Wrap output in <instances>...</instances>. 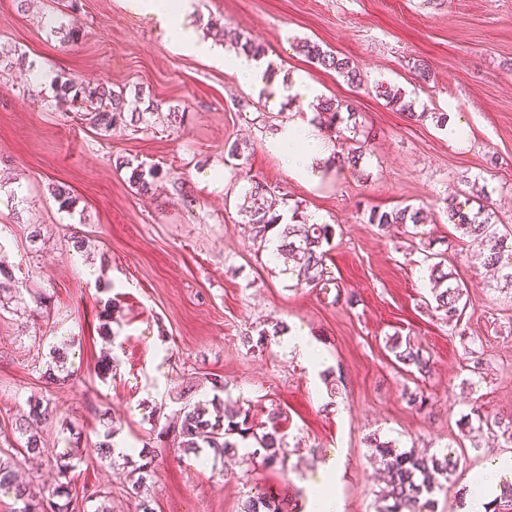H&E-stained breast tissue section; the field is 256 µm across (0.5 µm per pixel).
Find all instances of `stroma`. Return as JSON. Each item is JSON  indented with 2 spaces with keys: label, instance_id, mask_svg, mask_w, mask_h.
I'll list each match as a JSON object with an SVG mask.
<instances>
[{
  "label": "stroma",
  "instance_id": "35a3bbf8",
  "mask_svg": "<svg viewBox=\"0 0 512 512\" xmlns=\"http://www.w3.org/2000/svg\"><path fill=\"white\" fill-rule=\"evenodd\" d=\"M198 36L216 22L266 48L283 85L276 97L243 87L208 60L180 52L156 22L125 0H77L84 37L60 43L45 19L63 13L57 0H32L21 12L0 0V44L23 53L26 66L0 75V261L23 298L0 303V448L15 443V422L33 402L47 404L37 423L43 452L24 459V482L48 488L55 460L69 449L74 423L85 449L77 488H106L112 512H138L126 488L123 459L92 449L107 432L116 442L149 441L155 512H238L254 493L293 497L292 512H310L311 486L325 477L342 512H376L385 487L368 436L460 463L434 496V512H468L460 491L474 475L491 488L512 482L503 438L462 436L459 420L473 407L512 413V288L488 287L468 239L449 224L446 199L491 194L492 219L512 228V0H194ZM307 38L354 60L356 87L308 61L296 48ZM428 79H421L420 69ZM65 73L133 92L143 88L183 112L180 126L152 117L149 130L104 132L58 108L33 70ZM306 77L322 97L352 102L369 135L360 168L312 182L288 167L282 129L300 115L285 107L290 75ZM400 87L421 119L387 105L378 82ZM447 114V127L435 117ZM467 136L449 137V127ZM245 160L229 158L232 144ZM156 166L162 179L137 192L114 157ZM280 186L289 202L335 236L328 290L296 287L270 251L258 250L237 212L248 178ZM76 197L60 208L52 190ZM411 204L428 214L433 251L468 287L452 325L427 309L424 245L402 227L370 224V208ZM83 237L75 250L74 237ZM354 294V304L345 295ZM116 299L114 342L99 331L103 300ZM282 323L267 348L251 346L259 330ZM301 335L326 354L320 370L288 348ZM407 336L430 356L432 371L413 380L385 342ZM67 349L66 380L50 381L53 347ZM473 350L485 368L473 379L462 359ZM117 370L99 378V360ZM224 398L267 426L282 411L286 469L237 454H183L164 430L186 400ZM336 382L328 396L325 379ZM429 398L424 410L411 392ZM160 414H152V407Z\"/></svg>",
  "mask_w": 512,
  "mask_h": 512
}]
</instances>
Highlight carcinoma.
Instances as JSON below:
<instances>
[{
    "label": "carcinoma",
    "mask_w": 512,
    "mask_h": 512,
    "mask_svg": "<svg viewBox=\"0 0 512 512\" xmlns=\"http://www.w3.org/2000/svg\"><path fill=\"white\" fill-rule=\"evenodd\" d=\"M52 32L59 35L65 44H76L82 29L74 20L61 21L52 27ZM296 48L310 62L336 72L348 82L361 86L363 76L358 66L347 57L324 49L321 45L303 39L298 41ZM54 98L58 105L69 108L79 107L83 117L93 127L109 131L117 125L133 126L137 129H148L150 116L159 111V105L153 100L145 99L143 90L134 92V100L141 104L139 108H130L126 93L115 90L107 84H84L76 78L55 77L51 82ZM378 95L387 104L396 107L409 116L415 117L413 103L405 100L401 89H394L386 83L376 86ZM316 120L319 124L336 132L340 126L356 119V113L349 104L337 99L321 98L317 104ZM367 141L340 152L333 160L339 165L357 167L366 154ZM118 170L130 171L128 181L137 190L147 193L159 179L160 170L155 167L135 165L123 156L114 159ZM243 203L239 212L245 223L251 226L253 240L264 248L276 242L272 255L281 256L289 267L285 272L296 280L298 286H318L324 288L333 281L326 268V260L334 235L332 225L318 224L309 221L300 211L299 206H288L285 194L278 186H272L262 180H250V186L242 195ZM448 223L464 237L478 244L485 265L493 267L500 274L505 284L512 287V230H501L500 225L491 222L488 199L477 202V208L464 210L450 196L447 198ZM421 209L411 205L390 210L373 207L369 211L368 223L385 230L393 225L401 226L405 231H416L423 223ZM432 261L429 270L432 302L426 306L439 313L442 318L452 323L459 319L466 303L465 283L457 278L456 273L444 270L445 259L442 254H429ZM388 350L399 363L413 367L422 376L430 371V358L424 356L423 349L411 339H388ZM210 384L214 391L210 400L197 401L184 405L170 423L173 443L184 454L197 455L209 448L218 455L235 453L239 443L252 439L254 446L250 448L248 457L258 459L266 467H285L288 455L285 434L281 432L278 422L282 421L283 413H270L271 428L261 433L254 432V424L249 419V410L231 408L224 403L220 393L225 390L224 381L218 377L211 378ZM462 435L473 432H495L501 430V436L512 443V417L506 419L497 415H489L477 409L459 420ZM15 430L24 438L19 449L0 448V491L11 493L18 503L14 512H110L106 506L109 492L96 490L89 495H78L73 491L76 470L82 462V451H67L57 458L56 482L48 489H35L20 482L16 475L17 452L26 455L41 454V441L38 433L32 431L27 419L15 422ZM369 447L375 456L384 464L387 492L382 498L383 505L378 512H434L433 494L442 489L438 476L448 477V473L457 467L458 459L449 454L438 458L434 455L420 454L414 449L399 450L392 441H381L375 437L369 439ZM140 463L133 464L128 473L131 494L139 498L140 512H154L149 501L142 498L146 488L147 476L152 472L153 459L148 451V444L138 452ZM493 512H501V508L512 507V483L500 487V493L492 501ZM241 512H283L282 503L264 494L248 497L241 507Z\"/></svg>",
    "instance_id": "1"
}]
</instances>
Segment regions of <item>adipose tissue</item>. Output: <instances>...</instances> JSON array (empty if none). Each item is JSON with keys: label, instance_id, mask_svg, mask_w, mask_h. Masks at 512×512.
I'll return each instance as SVG.
<instances>
[{"label": "adipose tissue", "instance_id": "1", "mask_svg": "<svg viewBox=\"0 0 512 512\" xmlns=\"http://www.w3.org/2000/svg\"><path fill=\"white\" fill-rule=\"evenodd\" d=\"M189 0H128L130 9L157 21L167 37L179 48L206 57L234 73L237 79L250 87L264 88V69L246 56H229L222 45L199 40L186 23ZM282 140L297 155L299 169L308 177H316L318 166L328 158L325 143L303 119H296L281 135Z\"/></svg>", "mask_w": 512, "mask_h": 512}]
</instances>
